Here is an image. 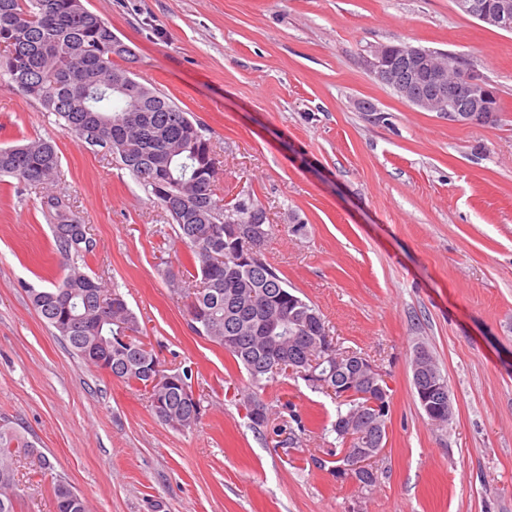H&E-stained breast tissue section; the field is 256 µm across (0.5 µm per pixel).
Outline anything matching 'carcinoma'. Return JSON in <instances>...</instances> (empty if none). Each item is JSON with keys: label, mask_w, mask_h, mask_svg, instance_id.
Instances as JSON below:
<instances>
[{"label": "carcinoma", "mask_w": 512, "mask_h": 512, "mask_svg": "<svg viewBox=\"0 0 512 512\" xmlns=\"http://www.w3.org/2000/svg\"><path fill=\"white\" fill-rule=\"evenodd\" d=\"M134 57L109 22L90 11L83 0H0V77H7L18 93L54 114L63 132L119 158L169 214L175 237L187 247L194 269L191 280L172 284L173 292L186 299L191 329L223 347L245 368L254 388L247 402L262 407L258 390L280 376L301 379L297 361L317 350L306 338L327 336L331 343L334 339L321 311L296 299L268 262H238L239 255L247 252L246 239L231 247L224 244V228L251 223L252 213L263 208L251 195L233 203L218 196L220 161L208 129L160 91L143 87L130 68L118 64ZM59 174L60 156L49 139H24L0 147V178L13 180L19 193L40 190L55 251L68 269L46 287H27L28 299L54 334L87 365L109 367L112 378L139 387L147 380L151 361L140 350L137 318L123 308L102 315L96 298L115 295L117 290L107 291L83 271L96 242L72 234L81 220L68 200L52 191ZM196 185L205 186V192H195ZM269 313L288 326V334L278 333L259 344L254 340L256 330ZM127 334V345L101 348L96 359L84 355V347L98 336ZM274 357L283 360V367L265 369ZM169 374L174 382L150 400V407L162 423L179 430L192 428L202 416L201 399L193 393L189 372ZM431 376L444 390L425 398L423 406L443 426L448 424V381L436 366ZM330 385L337 403L331 424L336 442L342 446L350 436L351 447H368L371 430L354 424L341 435L336 432L338 422L355 411L384 431L389 412L369 406L367 397L344 398L337 391L340 384ZM22 452L34 457L37 468L51 469L50 461L15 427L0 423V512H16L21 498L16 457ZM342 464L344 460H336L334 474L342 482L353 480ZM380 474L375 466L367 477L353 481L360 491L371 492L380 484ZM51 491L56 512H88L84 498L65 478H55Z\"/></svg>", "instance_id": "1"}]
</instances>
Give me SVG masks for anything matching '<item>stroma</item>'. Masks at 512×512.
Listing matches in <instances>:
<instances>
[{"mask_svg":"<svg viewBox=\"0 0 512 512\" xmlns=\"http://www.w3.org/2000/svg\"><path fill=\"white\" fill-rule=\"evenodd\" d=\"M84 3L135 50L132 71L210 129L225 200L262 202L274 226L264 259L339 345L386 372L384 475L370 494L336 480V403L304 383L261 390L271 425L252 428L247 372L190 329L169 285L190 264L162 209L119 158L0 80V146L55 141L56 190L97 243L86 272L124 296L167 367L190 369L203 405L196 426L173 429L53 336L23 290L65 273L49 223L37 192L0 184V422L53 466L20 458L17 512H55L56 475L90 512H512V33L454 0ZM399 42L463 56L496 88L497 119L454 124L377 83L364 55ZM420 346L448 380L442 429L414 393ZM294 409L307 433L278 445Z\"/></svg>","mask_w":512,"mask_h":512,"instance_id":"stroma-1","label":"stroma"}]
</instances>
